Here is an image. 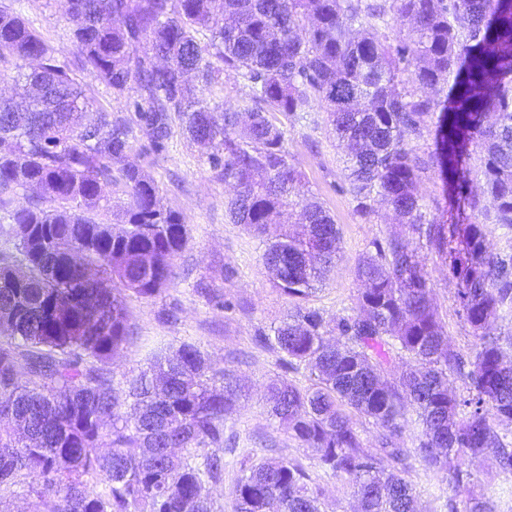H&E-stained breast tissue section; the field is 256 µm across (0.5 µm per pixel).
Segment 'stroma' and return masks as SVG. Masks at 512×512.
<instances>
[{"mask_svg":"<svg viewBox=\"0 0 512 512\" xmlns=\"http://www.w3.org/2000/svg\"><path fill=\"white\" fill-rule=\"evenodd\" d=\"M17 10L28 18L41 36L60 55H69L70 25L64 0H14ZM286 146L303 174L302 190L323 203L336 220L342 235V251L329 278L309 299L312 307L327 314L350 312L357 296L353 269L360 254L376 237L400 232L392 213L364 223L354 212L347 192L340 150L330 125L319 122L307 128L285 125ZM143 139L133 142L132 156L145 173L154 178L165 204L180 212L189 226L185 249L176 258L177 278L172 288L155 298L128 300L133 335L109 363L116 388L146 369L155 358L169 354L182 344L192 343L206 353L215 369L226 371L245 384V394L224 422V458L221 478L205 485L219 512H234L232 491L243 459L249 454L284 459L301 465L310 485L321 492L324 512H357L353 488L344 479L324 473L313 449L295 440L287 428L270 419L264 408L266 383L285 376L298 385L308 383L306 370L286 371L284 355L261 343L257 334L270 331L288 309V301L269 280L262 262L264 237L231 223L224 201L231 188L215 178L206 158L191 145L181 129H174L166 151H143ZM235 270L225 279V266ZM434 283V300L449 337L462 356L472 355L476 340L456 316V286L449 282L444 264L429 261ZM211 281L213 295L197 291L200 279ZM232 302L225 310L216 295ZM173 309L166 317L165 309ZM419 428L408 425L399 440L407 454L406 477L415 486L420 512H467L470 496L499 502L500 512H512V482L505 479L494 459H469L472 474L466 494L450 497L445 474L425 471L415 457Z\"/></svg>","mask_w":512,"mask_h":512,"instance_id":"1","label":"stroma"}]
</instances>
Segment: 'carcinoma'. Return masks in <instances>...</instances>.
<instances>
[{"instance_id": "1", "label": "carcinoma", "mask_w": 512, "mask_h": 512, "mask_svg": "<svg viewBox=\"0 0 512 512\" xmlns=\"http://www.w3.org/2000/svg\"><path fill=\"white\" fill-rule=\"evenodd\" d=\"M66 3L70 59L0 3V72L23 84L22 101L0 98V212L25 267L0 258V314L11 319L0 406L13 408L0 415V487L29 476L50 512H215L202 490L224 470L214 449L243 386L184 344L127 381L124 412L108 368L133 334L127 299L170 288L188 242L184 217L131 159L136 133L160 154L176 121L232 185L231 223L257 236L285 227L263 261L289 308L264 341L286 368L304 366L309 384L272 380L268 416L351 484L360 512H417L398 445L410 411L419 463L446 473L454 494L470 483L469 457L492 456L512 476V440L494 427L512 422V333L504 344L497 332L512 320V0ZM226 75L249 103L221 112L211 94ZM92 83L130 115H113ZM447 85L445 99L434 96ZM314 112L345 153L354 213L370 223L392 210L404 227L358 259L350 314L308 305L341 236L317 198L294 193L303 175L272 119ZM426 133L424 158L413 142ZM432 169L458 189L455 219L428 213L420 183ZM491 224L505 247L490 242ZM429 255L447 266L457 317L476 338L467 362L434 306ZM397 357L406 369L382 381ZM462 370L461 397L448 374ZM356 415L378 430L376 452ZM20 427L43 431L41 442L25 443ZM307 480L296 464L258 457L234 486L235 512H322Z\"/></svg>"}]
</instances>
